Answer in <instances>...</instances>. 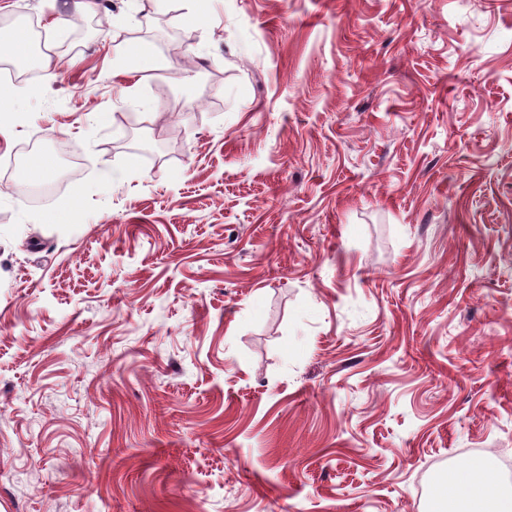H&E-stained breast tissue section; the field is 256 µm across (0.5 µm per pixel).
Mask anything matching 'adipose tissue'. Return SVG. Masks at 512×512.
Masks as SVG:
<instances>
[{
  "mask_svg": "<svg viewBox=\"0 0 512 512\" xmlns=\"http://www.w3.org/2000/svg\"><path fill=\"white\" fill-rule=\"evenodd\" d=\"M426 512H512V494L491 474L486 459L437 478Z\"/></svg>",
  "mask_w": 512,
  "mask_h": 512,
  "instance_id": "adipose-tissue-1",
  "label": "adipose tissue"
}]
</instances>
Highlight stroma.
Returning a JSON list of instances; mask_svg holds the SVG:
<instances>
[{
	"label": "stroma",
	"mask_w": 512,
	"mask_h": 512,
	"mask_svg": "<svg viewBox=\"0 0 512 512\" xmlns=\"http://www.w3.org/2000/svg\"><path fill=\"white\" fill-rule=\"evenodd\" d=\"M111 2L0 0L57 72L0 100V512H418L512 460V0Z\"/></svg>",
	"instance_id": "1"
}]
</instances>
